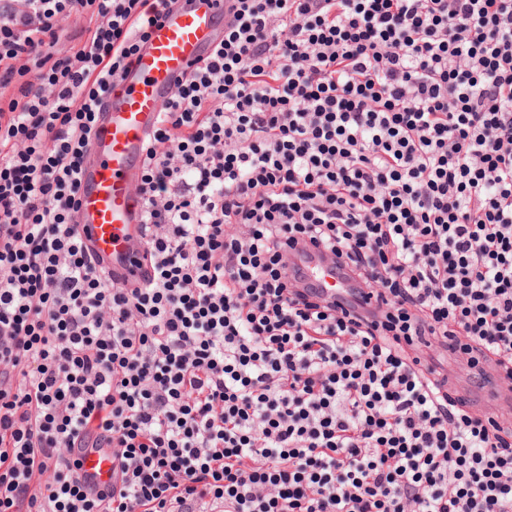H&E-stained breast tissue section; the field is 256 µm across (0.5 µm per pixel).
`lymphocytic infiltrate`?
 I'll return each instance as SVG.
<instances>
[{
	"label": "lymphocytic infiltrate",
	"instance_id": "lymphocytic-infiltrate-1",
	"mask_svg": "<svg viewBox=\"0 0 512 512\" xmlns=\"http://www.w3.org/2000/svg\"><path fill=\"white\" fill-rule=\"evenodd\" d=\"M173 2L0 0V512H512V424L435 361L512 376V0H236L121 280L79 175ZM300 245L374 311L304 289ZM81 457V474L91 487L112 482V461L108 453L83 452L76 450Z\"/></svg>",
	"mask_w": 512,
	"mask_h": 512
}]
</instances>
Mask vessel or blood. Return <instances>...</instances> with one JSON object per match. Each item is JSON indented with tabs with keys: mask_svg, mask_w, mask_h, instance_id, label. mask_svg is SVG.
<instances>
[{
	"mask_svg": "<svg viewBox=\"0 0 512 512\" xmlns=\"http://www.w3.org/2000/svg\"><path fill=\"white\" fill-rule=\"evenodd\" d=\"M227 0H180L148 30L125 78L107 95L108 108L97 124L89 161L81 178L79 233L93 256L119 274H126L137 247L144 207L133 190L146 153V138L176 81L189 77L224 38ZM305 283L329 303H346L348 283L327 275L320 253L307 249ZM482 411L512 419V392L498 379L486 383L478 399ZM81 473L90 486L112 480L108 454L85 452Z\"/></svg>",
	"mask_w": 512,
	"mask_h": 512,
	"instance_id": "1",
	"label": "vessel or blood"
}]
</instances>
